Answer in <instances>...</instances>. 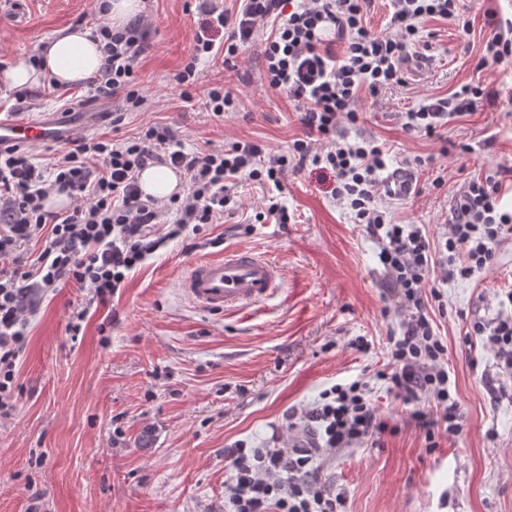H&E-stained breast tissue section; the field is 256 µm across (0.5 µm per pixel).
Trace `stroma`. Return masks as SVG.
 Segmentation results:
<instances>
[{
	"label": "stroma",
	"instance_id": "obj_1",
	"mask_svg": "<svg viewBox=\"0 0 512 512\" xmlns=\"http://www.w3.org/2000/svg\"><path fill=\"white\" fill-rule=\"evenodd\" d=\"M93 3L0 0V61L31 57L47 38L95 25ZM465 3L471 34L442 19L423 20L410 52L425 64L410 70L405 85L363 95L360 121L344 127L349 137L383 142L389 169L421 158L413 169L417 192L379 204L393 223L423 225L433 241L463 182L512 166V63L475 68L490 33L485 11L512 17V0ZM202 17L197 0H146L149 49L136 80L150 107L117 126L102 122L98 134L119 141L159 122L190 149L252 141L288 153L305 130L287 94L269 88L260 44L226 64H199L191 100L181 99L176 76ZM214 83L237 101L220 121L205 108ZM466 83L500 96L437 135L402 130L404 113ZM86 96L83 86L46 84L30 109L0 89V118H33ZM439 176L443 186L433 187ZM331 184L312 166L288 170L279 190L238 183L223 223L202 231L211 246L191 250L176 240L159 249L112 302L91 312L79 338L67 330L78 286L48 293L20 360L14 416L0 422V512H27L34 489L49 512H224L225 448L239 440L274 446L286 412L356 377L370 380L376 405L399 430L329 462L326 476L345 491L347 512H512V396L488 392L484 380L497 376L495 360L478 338L465 336L471 320L495 317L498 293L512 289V238L501 243L492 269L442 288L448 312L434 320L448 338L465 422L430 452L408 407L374 377L387 364L382 268L364 227L331 197ZM269 198L288 209L292 223L257 219ZM233 249L276 262L282 288L226 316L181 295L178 284L193 264ZM359 337L369 351L352 348ZM34 450L44 455L42 466H31Z\"/></svg>",
	"mask_w": 512,
	"mask_h": 512
}]
</instances>
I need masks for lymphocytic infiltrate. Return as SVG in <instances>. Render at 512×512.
<instances>
[{
    "label": "lymphocytic infiltrate",
    "mask_w": 512,
    "mask_h": 512,
    "mask_svg": "<svg viewBox=\"0 0 512 512\" xmlns=\"http://www.w3.org/2000/svg\"><path fill=\"white\" fill-rule=\"evenodd\" d=\"M372 3L240 0L232 16L209 10L195 32L192 55L177 76L182 86L195 82L200 61L236 56L265 22L276 21L262 51L264 75L269 87L287 93L301 112L306 133L294 140L291 156L268 153L253 142L189 150L171 126L157 123L119 142L78 136L47 164L29 147L0 150V419L15 410L18 366L44 294L70 281L79 286L84 296L71 312L68 330L80 335L90 309L111 301L160 247L219 223L238 182L277 187L289 166L310 164L333 173L334 199L355 215L378 248L386 286L382 313L393 322L389 364L377 371V379L408 406L427 448L461 432L463 411L451 385L448 342L432 314L447 310L441 285L494 264L504 235L512 234V211L502 210L499 182L491 176L464 184L450 208L448 229L435 243L421 225L392 223L378 207L380 197L410 194L413 182L383 178L386 150L372 138L348 140L343 124L359 121L362 94L375 97L404 83L409 46L421 20L443 19L465 33L471 22L464 0H390L389 30L378 33L368 25ZM485 16L490 35L478 67L511 63L512 20L492 10ZM96 31L105 63L90 80V93L141 107L145 97L135 68L147 48L146 30L136 22L121 28L102 22ZM497 96L496 90L464 84L406 113L403 128L434 135L473 112L481 100ZM153 165L180 173L186 192L165 201L144 195L139 174ZM54 193L67 194L73 206L47 210L45 201ZM35 239L43 240V249L37 258H25L23 247ZM470 333L501 372L487 380L488 389L507 394L512 389V290L500 298L495 317L474 320ZM284 420L287 446L255 448L240 440L225 449L230 476L224 482V512H345L346 495L323 479L322 461L397 431L361 379L324 389L313 406L289 411Z\"/></svg>",
    "instance_id": "1"
}]
</instances>
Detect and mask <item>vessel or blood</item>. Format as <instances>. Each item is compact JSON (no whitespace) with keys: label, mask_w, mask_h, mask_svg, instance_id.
<instances>
[{"label":"vessel or blood","mask_w":512,"mask_h":512,"mask_svg":"<svg viewBox=\"0 0 512 512\" xmlns=\"http://www.w3.org/2000/svg\"><path fill=\"white\" fill-rule=\"evenodd\" d=\"M101 113L94 102L49 112L32 121L0 119V150L32 144H66L76 129L92 130ZM282 286L278 266L263 255L235 250L223 257L200 261L187 271L180 288L197 307L230 314L269 298Z\"/></svg>","instance_id":"1"}]
</instances>
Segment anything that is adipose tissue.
I'll use <instances>...</instances> for the list:
<instances>
[{
	"mask_svg": "<svg viewBox=\"0 0 512 512\" xmlns=\"http://www.w3.org/2000/svg\"><path fill=\"white\" fill-rule=\"evenodd\" d=\"M44 68L20 57L0 69V86L10 90H34L45 81L61 87L78 86L95 77L103 64L101 45L86 28L70 29L43 43Z\"/></svg>",
	"mask_w": 512,
	"mask_h": 512,
	"instance_id": "1",
	"label": "adipose tissue"
}]
</instances>
